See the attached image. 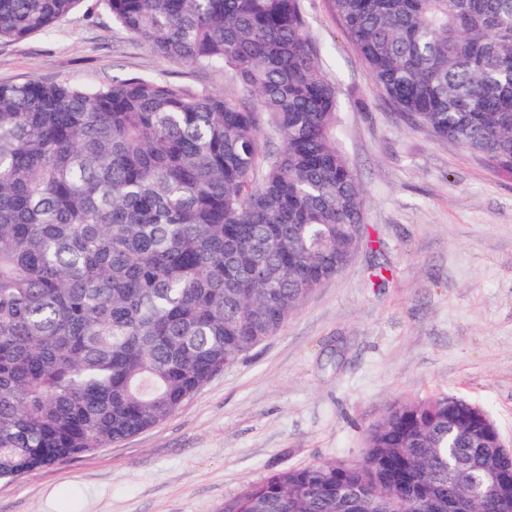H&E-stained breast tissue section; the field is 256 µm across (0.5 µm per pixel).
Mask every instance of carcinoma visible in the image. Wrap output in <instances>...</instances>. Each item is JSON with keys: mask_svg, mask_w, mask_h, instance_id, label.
I'll return each mask as SVG.
<instances>
[{"mask_svg": "<svg viewBox=\"0 0 512 512\" xmlns=\"http://www.w3.org/2000/svg\"><path fill=\"white\" fill-rule=\"evenodd\" d=\"M81 0H0V41ZM157 55L228 68L233 96L147 76L0 82V479L156 427L274 335L360 246L336 86L299 0H103ZM386 98L512 171V0H330ZM278 152L258 174L266 133ZM480 407L402 401L357 463L271 473L224 512H481L512 454ZM498 478L489 491L490 475Z\"/></svg>", "mask_w": 512, "mask_h": 512, "instance_id": "1", "label": "carcinoma"}]
</instances>
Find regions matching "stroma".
Returning <instances> with one entry per match:
<instances>
[{
	"label": "stroma",
	"instance_id": "obj_1",
	"mask_svg": "<svg viewBox=\"0 0 512 512\" xmlns=\"http://www.w3.org/2000/svg\"><path fill=\"white\" fill-rule=\"evenodd\" d=\"M300 7L338 91L336 137L362 191L365 242L166 422L0 480V512H224L272 472L359 461L370 425L403 399L476 404L512 445V179L393 106L329 0ZM144 75L238 91L232 71L156 55L103 0H82L51 32L0 42V82Z\"/></svg>",
	"mask_w": 512,
	"mask_h": 512
}]
</instances>
